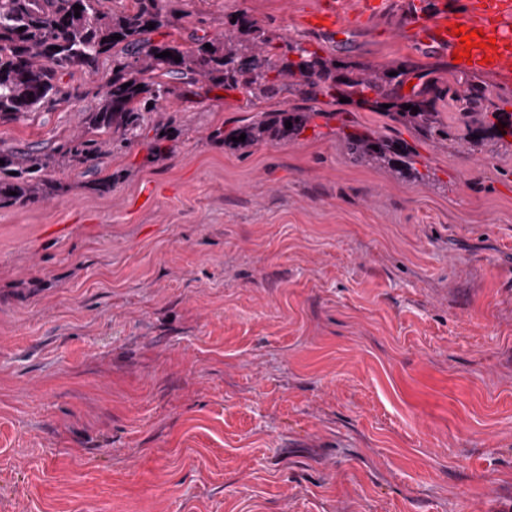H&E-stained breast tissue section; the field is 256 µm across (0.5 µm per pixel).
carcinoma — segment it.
<instances>
[{"mask_svg":"<svg viewBox=\"0 0 512 512\" xmlns=\"http://www.w3.org/2000/svg\"><path fill=\"white\" fill-rule=\"evenodd\" d=\"M132 2L131 9L108 12L102 0H0L1 123L49 112L62 100L81 97L79 88L64 77L74 68L93 73L100 56L112 53V73L98 88L95 109L82 113L78 133L52 148L32 143L0 149V205L62 197L66 188L55 178L57 169L83 166L87 172H99V160L117 144L142 137L150 118L165 111L164 102L179 85L207 92L237 90L248 105L291 90L312 102L321 96L345 97L362 108L389 114L424 136H445L435 109L438 87L425 80L410 94H402L406 70L401 67L391 70L323 57L284 35L268 34L245 13L236 14L235 22L212 35L190 38L187 45L156 41L152 34L172 26L175 13L166 0ZM76 4L82 9L75 10ZM115 34L121 39H111ZM164 51L171 55L160 56ZM177 57L181 61H175ZM391 71L397 75H389ZM406 105L418 111L406 110ZM314 116L296 108L268 112L228 132L217 128L210 138L243 148L290 140ZM470 116L479 124L467 140L470 146L486 135L512 138L511 112ZM287 121L292 123L289 129ZM153 130L151 152H167L165 143L175 138L177 129L169 120H157ZM242 134L245 141H232ZM345 145L354 163L384 166L405 178L421 177L415 152L404 141L355 131L346 134Z\"/></svg>","mask_w":512,"mask_h":512,"instance_id":"1","label":"carcinoma"}]
</instances>
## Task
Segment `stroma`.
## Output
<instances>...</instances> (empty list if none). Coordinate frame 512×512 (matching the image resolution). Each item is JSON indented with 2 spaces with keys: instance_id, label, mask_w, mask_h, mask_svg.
Segmentation results:
<instances>
[{
  "instance_id": "stroma-1",
  "label": "stroma",
  "mask_w": 512,
  "mask_h": 512,
  "mask_svg": "<svg viewBox=\"0 0 512 512\" xmlns=\"http://www.w3.org/2000/svg\"><path fill=\"white\" fill-rule=\"evenodd\" d=\"M318 0H172V39L244 12L310 50L482 90L398 26L404 0L338 43ZM84 96L0 125L53 147ZM179 87L180 135L104 157L117 181L0 206V512H512V138L447 139L329 97L310 133L233 150L210 137L303 107ZM407 142L420 179L353 163L343 137Z\"/></svg>"
}]
</instances>
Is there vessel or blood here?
Masks as SVG:
<instances>
[{"label":"vessel or blood","mask_w":512,"mask_h":512,"mask_svg":"<svg viewBox=\"0 0 512 512\" xmlns=\"http://www.w3.org/2000/svg\"><path fill=\"white\" fill-rule=\"evenodd\" d=\"M385 0H362L360 10L353 18H342L334 0H322L309 15L313 27L333 36H347L354 23L380 13ZM464 31L481 30L494 38V47L473 49L468 69L472 72L494 75L500 82L512 83V0H475L473 12L460 20L436 19L426 10L423 0H408L403 19L406 34L416 43L429 49L455 52L461 44L456 27Z\"/></svg>","instance_id":"1"}]
</instances>
